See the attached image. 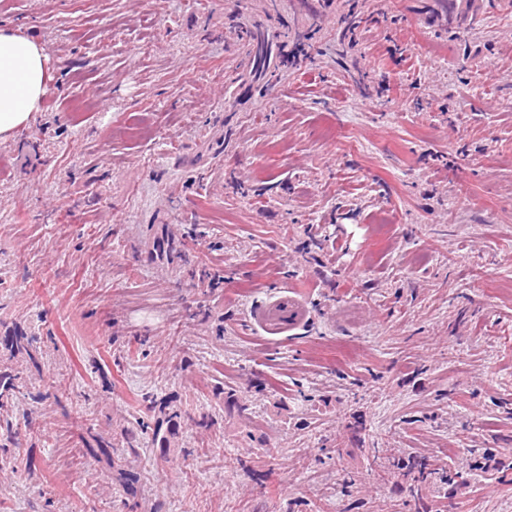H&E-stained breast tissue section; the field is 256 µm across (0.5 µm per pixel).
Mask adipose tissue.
Instances as JSON below:
<instances>
[{
    "instance_id": "ef3b65f1",
    "label": "adipose tissue",
    "mask_w": 512,
    "mask_h": 512,
    "mask_svg": "<svg viewBox=\"0 0 512 512\" xmlns=\"http://www.w3.org/2000/svg\"><path fill=\"white\" fill-rule=\"evenodd\" d=\"M51 80L43 48L17 30L0 28V138L30 122Z\"/></svg>"
}]
</instances>
